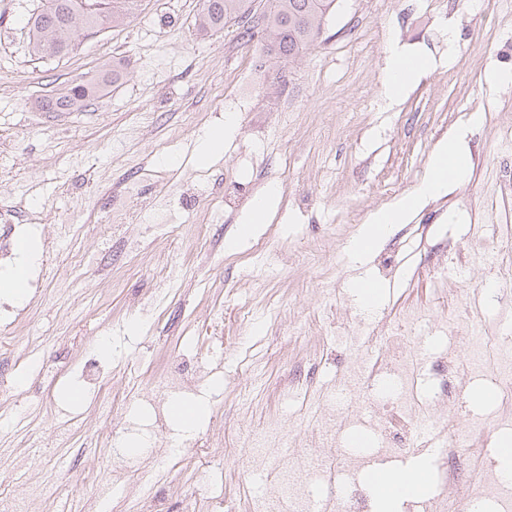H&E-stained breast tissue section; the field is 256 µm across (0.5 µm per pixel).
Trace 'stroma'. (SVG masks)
<instances>
[{"label":"stroma","mask_w":512,"mask_h":512,"mask_svg":"<svg viewBox=\"0 0 512 512\" xmlns=\"http://www.w3.org/2000/svg\"><path fill=\"white\" fill-rule=\"evenodd\" d=\"M39 0H0V247L36 239L27 296L0 312V505L8 512H242L266 469L225 456L265 421L292 419L367 355L369 328L424 310L425 353L462 338L434 321L461 310L512 333V306L480 254L501 221L488 207L512 165V0H339L315 45L285 61L238 38L196 34L200 0H141L138 17L78 38L62 58L34 54ZM432 67L396 103L383 97L390 50ZM123 81L80 112L38 111L43 96L115 60ZM279 120H270V113ZM484 121L470 127L472 113ZM234 116L215 161L199 140ZM469 173L395 225L364 263L349 244L371 216L412 192L449 133ZM269 185L268 223L236 242ZM434 225L447 270L417 228ZM396 273L383 274L388 260ZM367 272L382 299L359 309ZM203 403L182 435L167 406ZM165 437L167 455L136 497L126 445ZM43 496L28 507L29 488Z\"/></svg>","instance_id":"35a3bbf8"}]
</instances>
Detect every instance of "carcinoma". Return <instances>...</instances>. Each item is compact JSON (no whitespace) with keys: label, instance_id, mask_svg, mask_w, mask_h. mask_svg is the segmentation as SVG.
I'll return each instance as SVG.
<instances>
[{"label":"carcinoma","instance_id":"cac0c4a2","mask_svg":"<svg viewBox=\"0 0 512 512\" xmlns=\"http://www.w3.org/2000/svg\"><path fill=\"white\" fill-rule=\"evenodd\" d=\"M139 0H40L28 18L33 51L62 57L71 53L80 35H94L103 25L137 16ZM254 0H202L196 19L201 37L220 31L233 22L240 38L257 41L269 52L296 58L320 37L326 17L336 0H269L258 14ZM124 78L119 63L104 65L94 82L71 84L64 93L39 101L43 112H79L108 87Z\"/></svg>","mask_w":512,"mask_h":512}]
</instances>
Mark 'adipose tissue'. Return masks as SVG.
I'll use <instances>...</instances> for the list:
<instances>
[{
  "mask_svg": "<svg viewBox=\"0 0 512 512\" xmlns=\"http://www.w3.org/2000/svg\"><path fill=\"white\" fill-rule=\"evenodd\" d=\"M427 59H410L397 51H390L383 73V94L387 101L400 99L408 86L428 70ZM468 171V161L461 139L452 137L442 143L433 154L429 173L411 193L403 196L395 206L377 213L361 234L349 246L355 260L361 261L389 229L403 223L422 201L443 195L452 180L462 178Z\"/></svg>",
  "mask_w": 512,
  "mask_h": 512,
  "instance_id": "ef3b65f1",
  "label": "adipose tissue"
}]
</instances>
